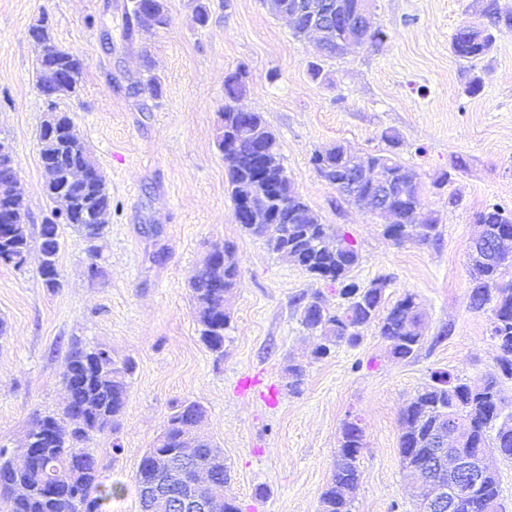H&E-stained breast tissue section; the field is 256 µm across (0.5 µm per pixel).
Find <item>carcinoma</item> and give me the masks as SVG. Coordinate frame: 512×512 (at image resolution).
Listing matches in <instances>:
<instances>
[{"label":"carcinoma","mask_w":512,"mask_h":512,"mask_svg":"<svg viewBox=\"0 0 512 512\" xmlns=\"http://www.w3.org/2000/svg\"><path fill=\"white\" fill-rule=\"evenodd\" d=\"M337 33L329 40L323 54L327 59L341 58L348 47V39L357 37L364 45L375 47L382 44L384 32L377 28L365 30L359 25L354 13V0H335ZM483 14L495 28H512V10L502 6L499 0H485ZM170 24L165 9L148 18L143 17L136 6L125 12L124 37L133 40L135 30L147 26L163 29ZM493 35L487 29L474 28L463 34L456 32L452 40L454 54L461 60L474 63L490 49ZM66 66L72 71L75 94L85 62L77 54L65 49ZM247 91V82L240 80V70L228 73L224 79L225 104L221 113L222 124L217 135V147L224 151V132L237 119L236 103ZM256 142L263 145L271 155L280 157V143L262 115H249ZM314 152L311 164L326 183L341 191L352 180L354 173L364 164H379L392 176V193L388 205L394 210L398 223L410 226V230L399 244L412 243L421 246H436L440 242L438 218L421 209L422 184L416 171L391 154L358 152L344 143L327 149V165L317 167ZM244 161L240 157L224 155V166L228 188L233 202L246 190L240 169ZM275 185L284 200L288 201V212L300 210L308 220L299 223L293 218L282 220L271 232L273 253L283 259L288 255L280 252V245L287 241L297 254L295 264L308 274L327 270L334 274L343 288L342 303L338 309H326L319 316V333L328 347L346 345L356 347L362 340V330L377 326L379 336L388 342L392 358L403 361L418 350L423 336L421 327L423 312H415L420 306L416 294L406 292L385 314H380L386 289L392 278L384 277L361 286L350 280V273L359 261V250L349 232L332 224H324L317 212L294 189L284 168L273 175ZM45 226L40 228L38 248L46 255L39 274L46 287L53 290L63 286L59 266V231L56 209L44 217ZM475 222L484 225V244L470 246L468 273L472 275L473 287L469 294V309H490V333L496 339L499 350L497 369L482 375L474 382H463L446 375V380L429 384L418 390L400 415L399 456L401 463L419 460L423 447L421 440L430 424L426 415L438 408L444 409L448 417L457 422L463 432L450 438L447 452L478 458L490 452L504 453L512 459V433L500 428L506 398L501 389V379H512V279L507 278L512 268V259L504 255L491 257L486 245L500 237L504 231L512 230V212L498 203L485 205L475 214ZM64 224L76 230L87 243L97 248L96 259L102 257V245L106 235L105 224H84L74 216ZM336 240L337 253L327 251L321 242L324 236ZM33 249V235L28 224H0V262L21 268L23 258ZM225 263L216 269L201 263L189 280L193 311L200 340L214 353L224 354V331L230 326L231 316L226 310V297L235 287L238 268L230 246H224ZM97 347L74 339L69 344L62 377L64 389L71 394V407L64 410L44 411L38 420H47L56 432V438L43 446L35 440L31 447L41 450L38 457L39 473H13L17 461L28 452L26 448L8 449L0 446V505L5 512H106L116 488L102 481L105 465L88 447V442L106 430L120 434L121 416L128 401V379L133 374L135 363L130 359H107L100 369L89 362ZM306 373V365L296 363L288 366L289 390L298 393ZM206 418L205 407L195 400H184L173 406L164 427V439H156L152 448L141 457L137 469V484L150 481L159 474V467L181 447L183 426ZM364 445V434L349 421L341 428L340 453L336 456L335 469L320 497V512H352L353 496L358 488L361 471L359 456ZM213 441L206 435L199 436L200 453L192 466L201 465L215 477L218 486L228 480L224 455L212 453ZM73 448L79 455L83 471L74 476L65 468L63 456ZM55 478L65 484L78 478L79 497L75 499L51 498L45 495L41 476ZM25 484L27 492L21 497L11 494L15 481ZM499 477H492L482 492L465 502L462 512H501Z\"/></svg>","instance_id":"obj_1"}]
</instances>
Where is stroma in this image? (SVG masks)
<instances>
[{
  "mask_svg": "<svg viewBox=\"0 0 512 512\" xmlns=\"http://www.w3.org/2000/svg\"><path fill=\"white\" fill-rule=\"evenodd\" d=\"M484 2L373 0L383 44L323 62L330 81L321 84L308 70L320 60L315 42L295 40L264 0H164L169 27L131 42L122 37L130 0H0V141L12 148L32 230L49 210L38 146L48 104L27 37L38 15L86 60L76 94L57 108L72 116L112 197L100 280L85 277L86 243L65 225L62 288H46L36 257L20 269L0 263V439L19 441L35 411L60 406L65 354L78 337L136 365L119 437L103 432L92 444L116 489L107 512H138V462L172 405L187 399L207 410L202 429L224 453V494L241 512H318L352 416L364 428L352 512H414V479L399 457L402 409L436 373L474 380L499 354L489 313L468 308L467 252L475 212L490 202L512 210V29L496 32L476 65L451 50L460 25L482 23ZM239 68L248 73L241 105L277 134L296 190L323 223L355 239L352 279L391 277L390 304L417 295L426 319L412 358H391L371 326L359 346L311 361L299 393L289 392V355L315 344L296 298L318 290L332 308L339 298L233 219L216 130L224 77ZM151 76L161 96L135 93ZM476 77L482 87L472 95ZM336 142L395 152L419 173L424 208L439 218L438 246L395 245L382 219L339 198L310 162ZM227 243L239 276L218 355L199 339L188 282L206 252Z\"/></svg>",
  "mask_w": 512,
  "mask_h": 512,
  "instance_id": "35a3bbf8",
  "label": "stroma"
}]
</instances>
